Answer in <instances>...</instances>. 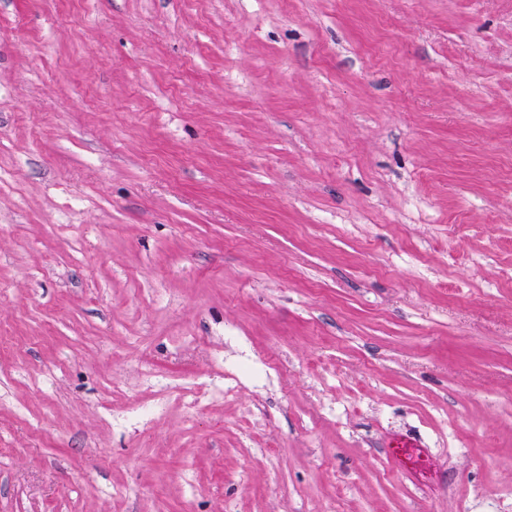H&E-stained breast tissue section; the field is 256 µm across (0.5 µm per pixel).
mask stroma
Returning a JSON list of instances; mask_svg holds the SVG:
<instances>
[{
  "label": "stroma",
  "instance_id": "obj_1",
  "mask_svg": "<svg viewBox=\"0 0 512 512\" xmlns=\"http://www.w3.org/2000/svg\"><path fill=\"white\" fill-rule=\"evenodd\" d=\"M490 502L512 0H0V512Z\"/></svg>",
  "mask_w": 512,
  "mask_h": 512
}]
</instances>
